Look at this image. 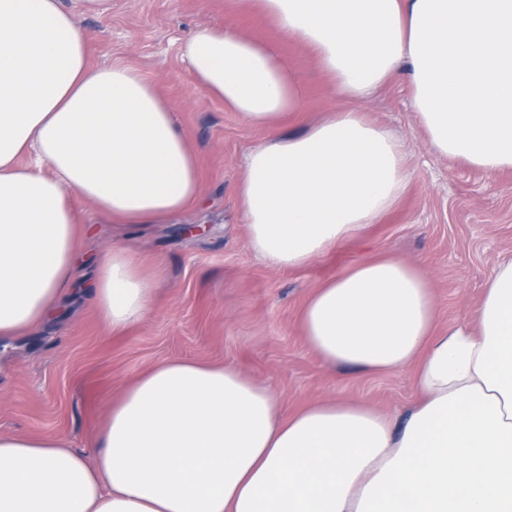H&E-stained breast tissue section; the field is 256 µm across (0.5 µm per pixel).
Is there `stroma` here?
<instances>
[{
    "label": "stroma",
    "instance_id": "35a3bbf8",
    "mask_svg": "<svg viewBox=\"0 0 512 512\" xmlns=\"http://www.w3.org/2000/svg\"><path fill=\"white\" fill-rule=\"evenodd\" d=\"M228 24L276 48L306 87L304 111L290 113L282 133L302 132L325 112L348 107L311 52L255 0H112L108 16H85L90 64L135 68L173 112L198 160L201 202L151 224H115L81 204L73 294L38 327L0 342L1 434L92 448L110 399L171 359L236 364L271 388L287 414L334 397L402 419L416 399L412 370L357 374L323 365L298 327L306 299L352 264L392 255L428 276L445 326L478 305L494 267L512 258V171L489 175L438 155L400 75L362 104L406 148L412 178L399 205L307 268L280 270L256 259L236 185L244 155L270 133L207 96L179 55L195 28ZM186 224L200 226V234H181ZM115 245L141 257L155 277L151 314L117 336L92 307L98 262Z\"/></svg>",
    "mask_w": 512,
    "mask_h": 512
}]
</instances>
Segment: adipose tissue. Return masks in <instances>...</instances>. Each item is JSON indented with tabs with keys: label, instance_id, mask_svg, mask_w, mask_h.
Masks as SVG:
<instances>
[{
	"label": "adipose tissue",
	"instance_id": "obj_1",
	"mask_svg": "<svg viewBox=\"0 0 512 512\" xmlns=\"http://www.w3.org/2000/svg\"><path fill=\"white\" fill-rule=\"evenodd\" d=\"M352 100L298 134L305 102L273 47L233 26L181 43L204 90L272 137L236 187L247 246L272 267L310 266L406 193L400 141L359 107L405 73L430 145L512 171V0H259ZM112 0H0V338L24 333L72 288L79 202L121 224L198 203V163L135 70L91 66L81 19ZM129 249L99 261L94 308L121 333L152 311ZM300 330L326 366L413 369L402 424L324 399L290 416L235 364L162 362L113 402L95 459L58 439L0 434V512H512V259L472 314L437 320L428 280L383 255L325 281Z\"/></svg>",
	"mask_w": 512,
	"mask_h": 512
}]
</instances>
